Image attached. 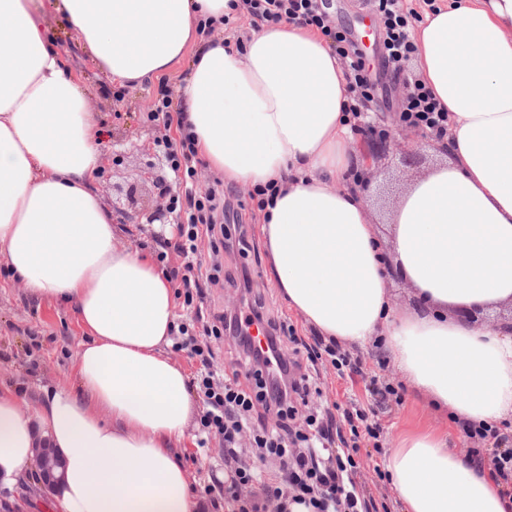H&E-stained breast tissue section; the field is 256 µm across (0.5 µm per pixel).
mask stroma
Segmentation results:
<instances>
[{"instance_id":"stroma-1","label":"stroma","mask_w":512,"mask_h":512,"mask_svg":"<svg viewBox=\"0 0 512 512\" xmlns=\"http://www.w3.org/2000/svg\"><path fill=\"white\" fill-rule=\"evenodd\" d=\"M47 33L66 53L67 67L80 85L96 115L102 150V166L98 177L109 183L112 191L104 201L123 228L121 240L149 256H157L170 238L172 226L148 223L146 211L160 196L179 191L174 173L157 151V141L177 137L175 126L147 122L159 85H167L173 100H180L181 89L189 73V61H182L160 81H147L136 87H118L109 75L82 49L67 18L54 9L44 15ZM368 59L378 92L368 105V119L376 133L394 130L398 125L396 103L405 97L415 78L412 63H405L400 77L391 78L381 65L376 52ZM423 137H416L411 150V164H404L400 155L375 153L368 160L370 178L364 188L372 200L395 197L404 184L419 174L431 161ZM224 202L234 214L231 230L233 246L223 255H213L209 241H202L200 260L203 266L221 263L224 267L223 285L208 290L200 309L203 320L231 311L243 287L244 275L253 279L252 296L268 315L292 328L301 342L316 345L318 335L305 326L289 310L279 288L270 280L266 255L259 243L258 227L261 212L250 199H239L234 187L224 186ZM83 331L72 307L52 299H36L11 279L0 263V382L16 386L30 407L41 402L43 389L69 386L74 382L72 361ZM352 357L361 362L360 372L339 378L334 373L319 375L320 386L329 401L349 407L351 402L370 403L368 392L371 376L381 375L398 387L400 402L389 403L378 410L377 419L383 427L382 447L363 443L359 452L361 463L357 481L366 496L385 504L388 512H401L388 479L375 472L384 464L389 448L396 445L404 433L417 430H447L450 447L461 456H468L471 442L457 429L447 428L445 420L432 413L425 405L424 395L405 386L400 374L384 354L378 343L350 348ZM198 430L190 428L185 444L179 446L177 456L190 474L192 485L199 496L209 497L213 503H223L221 489L227 477L224 469V443L210 439L206 447L197 444Z\"/></svg>"}]
</instances>
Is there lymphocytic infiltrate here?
<instances>
[{
  "label": "lymphocytic infiltrate",
  "mask_w": 512,
  "mask_h": 512,
  "mask_svg": "<svg viewBox=\"0 0 512 512\" xmlns=\"http://www.w3.org/2000/svg\"><path fill=\"white\" fill-rule=\"evenodd\" d=\"M242 4L259 21L289 18L315 27L331 40L350 90L360 95L348 107L353 130H360L365 120L362 104L370 100L374 87L372 75L349 32L336 27L324 11L323 0H242ZM375 7L382 24L384 59L394 73H401L414 51L410 33L417 15L404 9L400 0H375ZM398 121L442 134L448 129V112L418 80ZM157 147L184 184L183 193L170 196L169 205L176 216L173 251L184 259L179 272L183 304L191 309L204 295L199 243L208 239L215 252L223 247L224 210L198 166L193 135L184 132L177 139L158 142ZM242 307V313L223 315L206 324L203 343L194 334V324L182 325L183 340L175 345L176 351L187 352L198 363L194 382L205 406L199 421L200 443L213 437L224 441L225 503L232 512H263L266 501L288 494L293 502L312 506L314 512H379L374 501L364 497L355 477L361 441L380 444L382 428L373 411L361 406L333 412L310 371L311 364L322 359L341 378L357 371V361L331 345L305 352L288 348L284 326L267 319L258 302L246 300ZM254 321L267 326L266 351L251 346L247 330ZM226 334L241 349L243 370L226 371L214 365L212 342ZM269 416L275 417V424H266ZM461 429L466 438L478 443L470 451V460L481 462L480 444L491 443L494 470L512 485V437L493 425L465 423ZM244 437L256 457L251 464L240 460ZM243 486L253 488L252 498L240 497Z\"/></svg>",
  "instance_id": "obj_1"
}]
</instances>
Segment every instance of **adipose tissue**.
Masks as SVG:
<instances>
[{"mask_svg": "<svg viewBox=\"0 0 512 512\" xmlns=\"http://www.w3.org/2000/svg\"><path fill=\"white\" fill-rule=\"evenodd\" d=\"M231 0H55L87 54L121 86L191 56L176 121L225 183L274 184L260 241L291 311L325 339L382 338L402 379L460 422L512 421V330L462 313L512 307V0H462L415 31L416 74L449 113L435 160L376 219L353 186L367 166L333 48L284 19L242 48L206 39ZM100 142L41 0H0V258L35 298L73 307L85 338L76 383L29 409L0 383V490L61 464L53 512H212L176 460L196 403L165 348L164 271L121 243L95 183ZM400 278L412 293L394 303ZM403 512H512V486L448 436L401 437L385 462Z\"/></svg>", "mask_w": 512, "mask_h": 512, "instance_id": "ef3b65f1", "label": "adipose tissue"}]
</instances>
